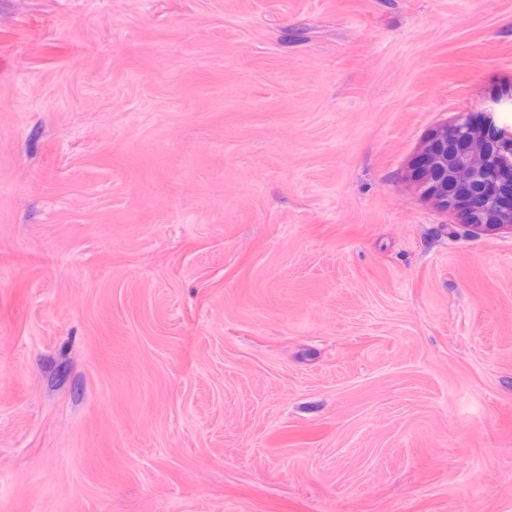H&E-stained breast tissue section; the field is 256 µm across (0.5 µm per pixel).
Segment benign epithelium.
I'll list each match as a JSON object with an SVG mask.
<instances>
[{
	"mask_svg": "<svg viewBox=\"0 0 512 512\" xmlns=\"http://www.w3.org/2000/svg\"><path fill=\"white\" fill-rule=\"evenodd\" d=\"M492 106L459 114L435 130L411 164L425 195L461 211L478 230L512 232V131L492 125Z\"/></svg>",
	"mask_w": 512,
	"mask_h": 512,
	"instance_id": "obj_1",
	"label": "benign epithelium"
}]
</instances>
